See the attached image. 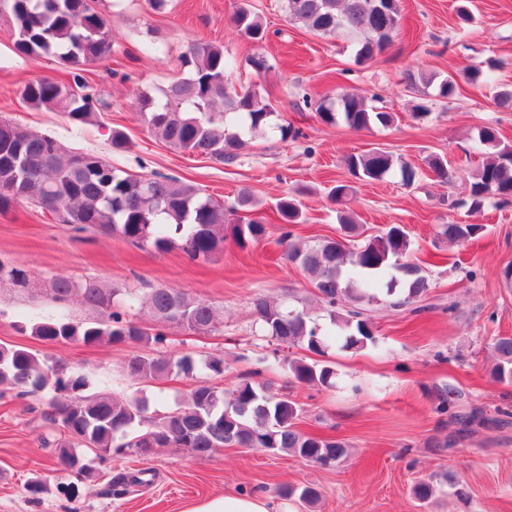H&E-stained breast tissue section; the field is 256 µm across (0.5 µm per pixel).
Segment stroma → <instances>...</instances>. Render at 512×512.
I'll return each mask as SVG.
<instances>
[{
  "mask_svg": "<svg viewBox=\"0 0 512 512\" xmlns=\"http://www.w3.org/2000/svg\"><path fill=\"white\" fill-rule=\"evenodd\" d=\"M238 3L168 0L156 12L147 0H96L113 51L109 59L88 63L84 77L111 109L102 125L78 131L68 129L61 113L23 103L20 92L30 80L67 82L71 76L54 56L16 54L12 29L0 19V118L57 136L67 147L95 151L124 174L178 177L227 206L249 189L269 231L261 243L242 247L228 239L211 260L192 261L177 245L164 252L142 250L96 229L73 231L29 201L13 202L0 212V264L24 266L30 277L23 288L0 282V343L62 360L89 375L94 390L116 398L144 392L161 413L199 384L225 389L246 376L280 386L284 359L311 362L315 356L304 345L286 347L263 337L253 316L254 298L282 301L318 323L329 321L311 277L277 243L275 203L289 192L296 193L303 212L294 236L309 246L338 237L343 215L374 234L404 226L410 257L421 266L429 290L413 306H392L387 297L367 306L375 343L329 347L333 387L293 388L306 408L302 429L349 444L350 454L340 464L322 468L256 448H224L208 458L165 450L147 458H112L97 465L94 482L83 483L54 467L41 444L52 432L43 418L46 393L21 397L9 391L0 393V512H184L192 501L227 493L264 496L273 512H512V421L476 430L452 450L435 447L457 431L456 415L474 407L491 417L501 408L512 411V386L493 378L490 352L495 338L512 336V283L504 277L512 267V202L490 200L477 212L464 205L484 160L481 129L494 127L512 144V109L493 100L496 91H512V0H471L474 20L466 25L459 22L456 0H400V30L392 46L364 63L341 38L291 19L286 0H249L268 31L265 42L252 44L231 25ZM153 40L164 44V52L145 55L143 44ZM196 41L236 56L230 89L257 86L275 107L274 122L290 125L297 138L249 140L233 162L221 164L155 137L138 115L139 98L163 102L170 83L183 76L181 59ZM257 51L271 63L260 75L248 63ZM489 62L496 66L493 89L464 83L444 99L436 86L407 85L410 70L442 79ZM341 92L370 98L372 106L392 114V123L356 132L325 124L315 110L300 105L305 96L320 101ZM422 105L429 114L419 119L415 113ZM115 129L128 136V149L112 148ZM375 149L422 169L430 156H441L450 178L443 183L428 175L408 187L393 172L379 181L353 182L346 203L331 202L328 190L350 180L345 157ZM454 223L479 224L483 231L451 244L440 232ZM60 275L141 295L178 288L206 300L223 314L222 324L204 335L166 327L159 352L223 357L224 374L200 366L190 378L174 373L140 384L123 370L140 345L47 344L32 336L29 326L46 312L50 283ZM444 389L456 396L450 413L440 414L435 406ZM140 470L144 484L113 497L112 479ZM33 480L46 486L36 501L25 490ZM422 480L434 485L426 505L412 495ZM287 483L315 486L321 496L311 506L281 499L276 489Z\"/></svg>",
  "mask_w": 512,
  "mask_h": 512,
  "instance_id": "35a3bbf8",
  "label": "stroma"
}]
</instances>
